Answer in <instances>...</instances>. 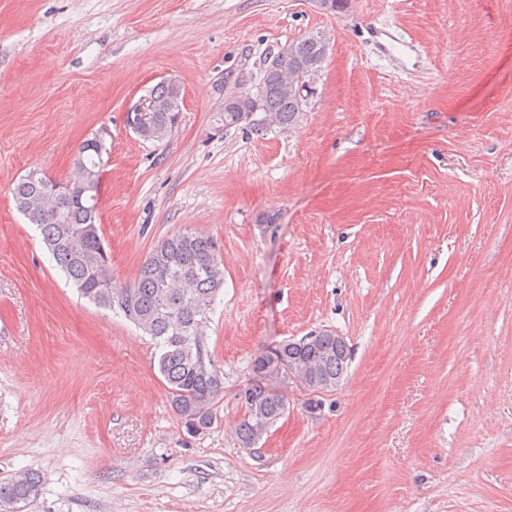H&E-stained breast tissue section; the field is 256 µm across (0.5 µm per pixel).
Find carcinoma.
Segmentation results:
<instances>
[{"instance_id": "carcinoma-1", "label": "carcinoma", "mask_w": 512, "mask_h": 512, "mask_svg": "<svg viewBox=\"0 0 512 512\" xmlns=\"http://www.w3.org/2000/svg\"><path fill=\"white\" fill-rule=\"evenodd\" d=\"M329 44L319 34H308L281 46L271 61L263 62L255 90L228 99L233 110L224 112V127L248 123L255 131L271 127L290 130L298 122L308 98L286 87L285 76L301 73L315 81L327 58ZM159 111L150 113L152 143L165 141L175 128L183 94L176 83L157 84L149 91ZM262 117H256V114ZM98 165L87 141L77 148L74 176L66 181L70 198L58 210L43 193L45 173L31 169L12 189L17 209L38 227L56 265L79 295L95 306L116 311L155 341L161 353L158 370L164 378L171 405L190 429L209 428L213 407L224 395V376L215 367L204 340L208 315L224 287V261L217 242L196 232L172 234L146 256L136 279L124 284L112 277L109 255L100 235L96 202L82 196L83 174ZM309 367L307 388L336 387L351 359L346 341L333 332L317 335L316 345L286 341L257 356L251 363L250 382L239 390L243 415L236 429L239 444L254 448L287 410L281 390L286 370L269 362ZM40 494V480L32 472L0 483V504L27 503Z\"/></svg>"}]
</instances>
